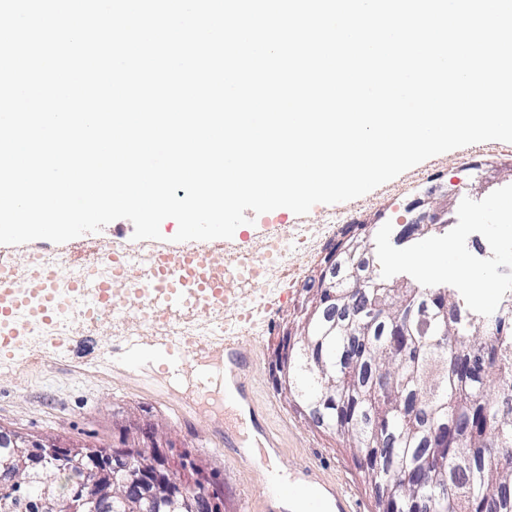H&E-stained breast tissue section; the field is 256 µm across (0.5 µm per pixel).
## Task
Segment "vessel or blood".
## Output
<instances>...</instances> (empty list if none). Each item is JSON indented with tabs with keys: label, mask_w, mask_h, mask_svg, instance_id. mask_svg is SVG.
<instances>
[{
	"label": "vessel or blood",
	"mask_w": 512,
	"mask_h": 512,
	"mask_svg": "<svg viewBox=\"0 0 512 512\" xmlns=\"http://www.w3.org/2000/svg\"><path fill=\"white\" fill-rule=\"evenodd\" d=\"M249 236L259 246L243 244L231 269L219 255L218 239L205 246L169 240L148 251L125 242L105 248L98 260L111 267L108 280L90 273L66 280L54 268L0 267V370L22 361L34 338L43 343L42 366H54L74 341V325L97 324L111 309L140 323L118 346L125 369L151 371L174 384L190 380L207 426L223 427L225 447L242 448L245 431H258L262 422L245 413L252 404L254 359L224 324V283L258 288L274 268L255 262L259 248L269 245L261 226L251 225ZM193 316L205 324L203 335L171 333V325ZM296 474V481L273 488L275 498L309 499L308 512H364L362 500L321 482L313 468L297 467Z\"/></svg>",
	"instance_id": "obj_1"
}]
</instances>
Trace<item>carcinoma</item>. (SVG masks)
I'll return each instance as SVG.
<instances>
[{
  "label": "carcinoma",
  "instance_id": "cac0c4a2",
  "mask_svg": "<svg viewBox=\"0 0 512 512\" xmlns=\"http://www.w3.org/2000/svg\"><path fill=\"white\" fill-rule=\"evenodd\" d=\"M336 265L348 274L333 280L336 300L295 317L307 344L288 352V401L353 448L378 512H512V309L464 312L448 285L398 288L364 260L351 267L343 250ZM352 319L365 335L341 332ZM151 466V449L132 448L116 481ZM175 478L220 499L199 466L181 462ZM77 479L95 494L69 462L32 476L29 497L0 496V512H44V482ZM109 512H184L182 493L136 509L115 493Z\"/></svg>",
  "mask_w": 512,
  "mask_h": 512
}]
</instances>
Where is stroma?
<instances>
[{
  "label": "stroma",
  "instance_id": "obj_1",
  "mask_svg": "<svg viewBox=\"0 0 512 512\" xmlns=\"http://www.w3.org/2000/svg\"><path fill=\"white\" fill-rule=\"evenodd\" d=\"M405 191L420 201L423 212L441 214L449 221L447 233L429 236L432 249L465 258L488 279L484 289L475 282L455 284L458 300L472 299L485 309L496 307L506 294L494 269L480 266L478 246L496 241L495 226L507 218L498 203L512 197V152H504L498 143L476 144L471 153L457 148L408 169L352 203L315 205L307 218L318 224L346 206H364L362 220L374 227V257L391 274L421 273L423 263L403 260L415 252L417 241L395 242L402 224L411 220L401 198ZM299 300L296 294L281 300L267 328L239 339L257 359L253 404L268 430L280 437L281 469L314 464L324 480L351 487L367 506H374L373 493L348 444L309 424L275 389L271 373L275 350ZM76 334V345L53 369L43 370L32 359L15 372L0 375V426L34 438L112 446L126 427L149 422L159 429L172 457H187L204 469L221 492L222 512H265L266 471L227 455L223 431L206 429L184 394L150 376L125 372L112 355L123 334L121 326L108 321L78 327Z\"/></svg>",
  "mask_w": 512,
  "mask_h": 512
}]
</instances>
